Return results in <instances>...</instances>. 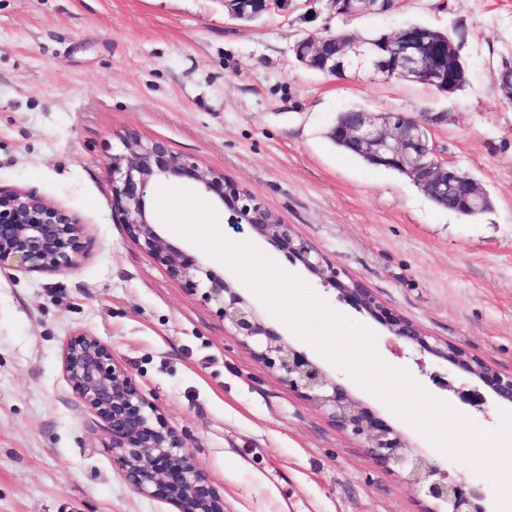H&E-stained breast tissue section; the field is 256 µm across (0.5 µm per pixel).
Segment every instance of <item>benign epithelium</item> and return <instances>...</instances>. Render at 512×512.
Wrapping results in <instances>:
<instances>
[{
  "label": "benign epithelium",
  "instance_id": "1",
  "mask_svg": "<svg viewBox=\"0 0 512 512\" xmlns=\"http://www.w3.org/2000/svg\"><path fill=\"white\" fill-rule=\"evenodd\" d=\"M275 3L229 0V8L237 18H255ZM385 40L386 51L372 62L374 73L413 81L430 79L455 92V45L435 42L421 28L400 29ZM293 53L300 63L334 76L345 72L358 50L353 37L342 35L303 38ZM440 120V115L418 121L397 112H344L333 135L353 144L375 164L405 172L428 198L451 199L454 212L464 217L482 205L484 193L474 179L437 159L429 125ZM121 144L122 151L112 155L110 189L133 240L165 266L173 280L187 289L203 290L232 335L290 389L326 410L337 428L361 438L382 467L420 495L427 504L425 512H485L482 492L449 479L446 470L407 451L409 443L399 431L268 327L254 305L201 253L164 236L147 202L148 189L160 180L194 182L204 196L230 212L229 223L249 225L291 264L302 265L334 288L340 300L369 315L389 334L450 364L459 374L481 383L496 400L510 405L512 374L504 375L463 347L426 334L363 283L345 276L253 192L224 173H205L192 158L134 133L121 137ZM84 252L83 227L72 213L35 194L0 189V269L63 273ZM63 371L76 398L112 432L113 461L137 491L170 502L177 512H224V494L183 450L177 432L143 396L132 376L114 362L107 343L91 335L75 337L64 350Z\"/></svg>",
  "mask_w": 512,
  "mask_h": 512
}]
</instances>
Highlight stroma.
I'll use <instances>...</instances> for the list:
<instances>
[{
  "mask_svg": "<svg viewBox=\"0 0 512 512\" xmlns=\"http://www.w3.org/2000/svg\"><path fill=\"white\" fill-rule=\"evenodd\" d=\"M420 23L452 37L469 82L446 94L353 67L301 66L294 43L325 30L363 39ZM512 60V0H394L342 16L331 0H285L255 20L224 0H0V187L68 209L85 252L64 273L0 271V512H176L134 489L112 459V433L72 392L62 355L99 337L224 494L225 512H423L415 492L359 440L278 381L225 328L213 303L182 288L128 235L109 163L136 133L223 172L294 232L427 334L512 373V103L494 70ZM431 127L437 157L475 179L493 207L475 219L435 206L405 175L337 149L327 137L352 107ZM218 226L302 279L330 311L374 335L448 420L433 444L272 315L217 259L214 269L285 338L382 414L429 463L486 492L512 491V406L455 392L452 367L396 340L291 265L247 225Z\"/></svg>",
  "mask_w": 512,
  "mask_h": 512,
  "instance_id": "stroma-1",
  "label": "stroma"
}]
</instances>
